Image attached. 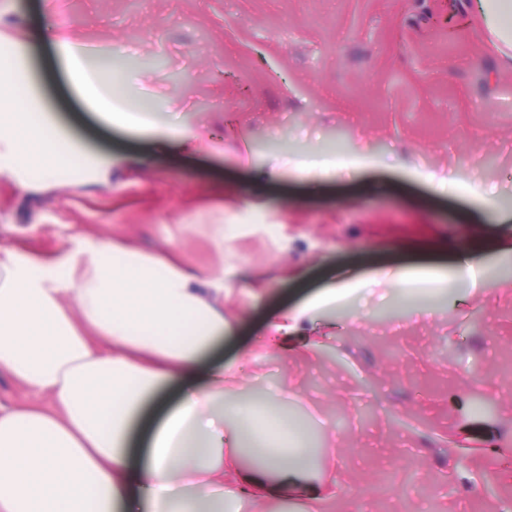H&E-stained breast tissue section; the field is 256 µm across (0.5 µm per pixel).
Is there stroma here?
<instances>
[{"mask_svg": "<svg viewBox=\"0 0 512 512\" xmlns=\"http://www.w3.org/2000/svg\"><path fill=\"white\" fill-rule=\"evenodd\" d=\"M474 3L52 0L26 47L47 113L112 168L25 186L0 171V245L56 261L122 242L223 273L229 325L207 360L234 367L229 398L306 425L319 490L240 512H512V63ZM60 39L111 63L135 123L84 100ZM245 218L216 248V225ZM411 269L446 280L371 286ZM346 284L287 350L267 345L284 312Z\"/></svg>", "mask_w": 512, "mask_h": 512, "instance_id": "stroma-1", "label": "stroma"}]
</instances>
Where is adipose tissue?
Instances as JSON below:
<instances>
[{"label": "adipose tissue", "mask_w": 512, "mask_h": 512, "mask_svg": "<svg viewBox=\"0 0 512 512\" xmlns=\"http://www.w3.org/2000/svg\"><path fill=\"white\" fill-rule=\"evenodd\" d=\"M40 32L0 41V169L106 174L50 119L19 62ZM60 48L75 63L71 41ZM74 74L103 119L121 122L111 65L75 63ZM223 295V275L203 281L129 244L81 246L61 263L0 246V372L49 398L0 409V512H229L297 486L309 455L297 427L226 399L223 369L203 360L224 336L213 303ZM169 385L178 405L146 422L145 405ZM245 439L254 465L225 481L224 450Z\"/></svg>", "instance_id": "1"}]
</instances>
